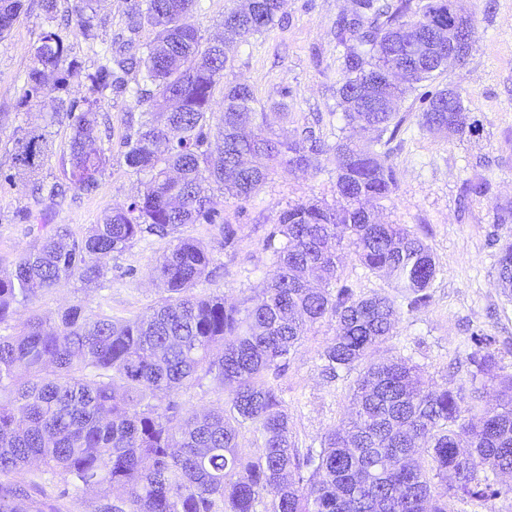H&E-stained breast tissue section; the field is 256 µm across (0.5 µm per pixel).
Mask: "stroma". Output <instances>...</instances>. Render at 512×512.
Listing matches in <instances>:
<instances>
[{"instance_id":"35a3bbf8","label":"stroma","mask_w":512,"mask_h":512,"mask_svg":"<svg viewBox=\"0 0 512 512\" xmlns=\"http://www.w3.org/2000/svg\"><path fill=\"white\" fill-rule=\"evenodd\" d=\"M132 3L109 0L98 16L99 40L116 57L141 54L155 37L154 29L146 24L131 31L128 12ZM454 3L474 21L473 53L464 66L450 68L425 87L430 90L448 83L458 87L479 128L460 137L428 132L419 126L418 94L407 95L400 106L406 120L385 147L397 186L390 199L381 201L379 216L390 224L408 225L423 238L435 255L438 272L429 305L401 314L379 355L411 359L422 368L429 385H448L467 398L472 389L467 362L471 334L495 337L496 371L512 372V300L497 285L498 249L490 243L494 236L512 241V223L497 221L498 211L512 206V0ZM75 4L76 0H59L55 27L71 57L80 63L70 84L73 91L82 92L95 63L78 26ZM349 8L350 0H283L269 30L231 50L232 79L250 86L258 106L269 110L276 132L298 137L310 129L331 143L341 136L345 120L336 104V89L344 48L334 36V22ZM43 25L35 0H25L10 32L0 39V269L11 268L23 252L36 245L37 231L18 215L31 201L32 183L48 187L61 181V159L71 136L68 124L53 126L49 154L40 169L6 181V174L13 171L14 132L42 122V107L23 108L19 101L31 67L30 48ZM125 79L127 92L112 94L99 109V135L107 165L98 187L56 208V223L67 225L77 235L98 223L105 211L128 205L149 179L125 162V139L140 115L130 91L140 74L133 69ZM283 95L288 98L285 119L270 111ZM473 180L486 182L485 195H465L466 183ZM335 184L336 170L323 155L307 170L269 177L249 202L216 194L218 223L187 224L178 232L179 237L202 241L213 255L210 273L197 284L196 293L220 295L236 303L254 295L273 269L274 259L264 241L279 212L301 201L335 204ZM225 222L241 228V240L233 253L224 249L221 225ZM174 239L148 236L103 257L105 276L99 285L87 287L73 280L40 291L33 303L18 307L15 322L33 314L52 315L73 304L115 318L147 311L162 297L153 268ZM340 274L357 294L397 295L387 277L367 271L354 256L344 257ZM335 334L334 320L317 323L278 381L288 405L292 438L302 449L319 447L328 430L345 425L351 416L354 374L326 378L320 358ZM19 479L30 484L34 496L56 501L61 512H95L96 490L66 483L62 476L34 465Z\"/></svg>"}]
</instances>
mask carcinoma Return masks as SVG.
Returning a JSON list of instances; mask_svg holds the SVG:
<instances>
[{
	"mask_svg": "<svg viewBox=\"0 0 512 512\" xmlns=\"http://www.w3.org/2000/svg\"><path fill=\"white\" fill-rule=\"evenodd\" d=\"M198 0H136L130 29L145 22L156 37L139 58L142 85L135 91L141 121L125 142L126 164L151 174L127 207L104 213L77 237L51 225L57 199L69 190L99 186L107 164L97 146L101 102L127 85L126 59L103 55L80 97L70 96L78 69L52 26L42 28L20 105H54L44 126L13 138L19 175L39 169L48 128L71 129L62 165L65 184L31 190L34 207L20 220L38 226L40 247L0 270V512H59L11 480L32 464L65 480L98 487L95 512H448L461 493L479 501L502 494L499 475L512 473V374L494 375L495 338L471 336L468 362L474 383L496 385L498 404L465 416L460 391L428 388L411 360L369 362L354 383L355 418L334 428L320 447L300 450L292 441L288 408L278 388L291 358L311 328L336 321L323 349V372L336 379L371 356L392 336L402 309L426 307L437 275L431 247L404 224L380 223L371 204L388 200L396 178L377 151L397 137L399 104L419 84L456 65L442 44L431 62L418 61L411 39L428 40L448 27V0H351L336 19V40L346 46L336 89L349 134L327 144L307 130L281 139L254 107L246 84L224 82V112L210 147V105L223 72L231 68L224 45L242 42L274 24L281 0H251L229 8L224 38L205 42L191 17ZM105 0H80L85 39L97 38L95 20ZM23 0H0V38ZM397 62L408 71L391 83L381 70ZM448 85L424 94L419 125L448 136L475 130L462 100L448 111ZM57 96H52V93ZM330 154L339 204L288 205L265 239L274 270L242 305L200 296L213 256L201 242L177 238L154 267L164 290L157 305L129 319L92 314L73 304L38 314L13 327L16 306L40 290L102 276L100 257L123 251L145 235L166 237L184 224H213V188L247 202L280 169L304 171ZM240 226L222 225L224 250L236 249ZM499 245L497 278L512 297V242ZM353 251L372 273L388 277L403 304L387 296L361 297L338 274L340 253ZM224 391L226 408L199 415L169 399L204 379ZM261 439L252 457L241 449V430ZM431 460L430 469L421 464Z\"/></svg>",
	"mask_w": 512,
	"mask_h": 512,
	"instance_id": "1",
	"label": "carcinoma"
}]
</instances>
